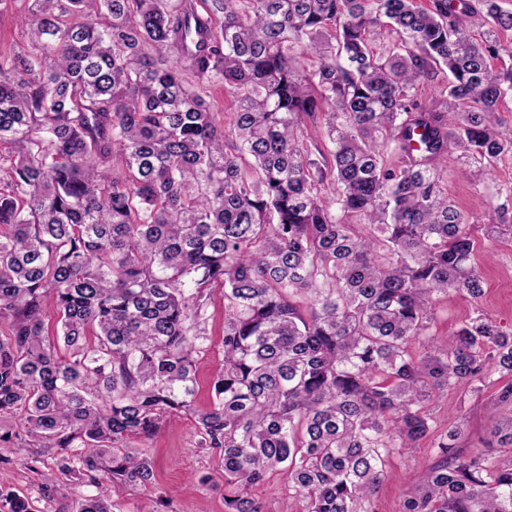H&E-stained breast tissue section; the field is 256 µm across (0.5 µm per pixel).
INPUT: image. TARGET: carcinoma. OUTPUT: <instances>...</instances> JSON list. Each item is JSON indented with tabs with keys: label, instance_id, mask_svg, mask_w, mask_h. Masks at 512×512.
I'll list each match as a JSON object with an SVG mask.
<instances>
[{
	"label": "carcinoma",
	"instance_id": "carcinoma-1",
	"mask_svg": "<svg viewBox=\"0 0 512 512\" xmlns=\"http://www.w3.org/2000/svg\"><path fill=\"white\" fill-rule=\"evenodd\" d=\"M38 52L0 53V445L96 489L111 512L155 485L130 441L193 416L218 451L224 512H266L288 473L303 512H376L389 462L433 437L437 462L402 512H512V459L433 434L437 391L498 373L512 407V333L479 314L443 340L433 305L478 301L448 153L512 157L499 105L512 58L497 0H31ZM484 31L474 37L468 20ZM448 73L440 105L409 90ZM235 103L229 129L212 111ZM323 121L309 145L305 126ZM398 144V160L385 157ZM512 223L489 212L484 234ZM224 295V360L195 407L207 305ZM56 337L64 343L60 355ZM430 352L416 357L412 341ZM0 512H33L0 492ZM255 491L266 500L268 512H301L302 502L288 493V479L283 471L269 473L266 483ZM154 496V492L151 489H143L136 487L134 489L128 488L118 495H114L113 502L114 512L118 511H131L133 512L137 508H140L144 503L148 502L150 498Z\"/></svg>",
	"mask_w": 512,
	"mask_h": 512
}]
</instances>
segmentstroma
<instances>
[{
  "label": "stroma",
  "mask_w": 512,
  "mask_h": 512,
  "mask_svg": "<svg viewBox=\"0 0 512 512\" xmlns=\"http://www.w3.org/2000/svg\"><path fill=\"white\" fill-rule=\"evenodd\" d=\"M443 183L449 198L457 208L469 215L475 229L477 257L485 278V294L480 302L463 292L449 291L439 298L434 307L433 330L439 334L452 333L475 310L493 317L504 329L512 330V234L494 240L485 239L480 229L486 221L489 206L496 205L512 211V158L499 162L494 171L473 168L470 175H461L456 160H449ZM211 340L198 358V408L211 402L210 379L223 359L220 339L224 323V299L214 294L208 305ZM493 389H486L475 397L462 389L441 393L429 407L437 428H457L461 431L459 445L480 448L492 437L496 424L512 420V410L496 405ZM195 428L185 416L174 418L149 440L145 449L152 457L158 487L175 493V512H224V480L217 469L216 456L196 448ZM24 449L5 447L0 457L6 458L4 471L9 490L27 496L35 512H59L60 508L93 489L74 482L54 478V461L44 458L38 469L30 471L18 465ZM436 461L429 442H420L391 463L392 477L384 485L378 500V512H401L402 503L410 489L409 476L422 473Z\"/></svg>",
  "instance_id": "35a3bbf8"
}]
</instances>
